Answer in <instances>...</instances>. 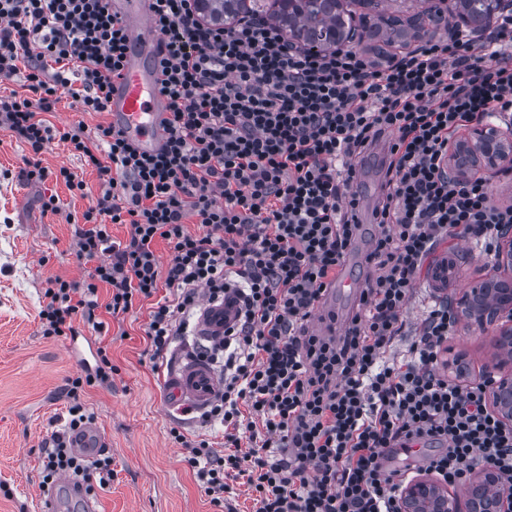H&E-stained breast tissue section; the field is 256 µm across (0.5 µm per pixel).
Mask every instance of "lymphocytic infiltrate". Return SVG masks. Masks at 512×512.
<instances>
[{"label": "lymphocytic infiltrate", "mask_w": 512, "mask_h": 512, "mask_svg": "<svg viewBox=\"0 0 512 512\" xmlns=\"http://www.w3.org/2000/svg\"><path fill=\"white\" fill-rule=\"evenodd\" d=\"M154 9L171 112L163 148L148 155L111 125L88 137L44 119L65 93L81 111H105L127 50L105 0H0V81L23 77L29 91L0 94V129L31 149L24 179L52 175L84 192L68 168L43 167L55 140L99 179L74 242L95 267L80 282L50 280L44 336H76L79 320L103 329L98 307L124 314L163 286L172 298L145 331L158 357L186 332L200 292L218 299L237 284L242 319L203 352L224 362V391L207 418L223 426L226 450L170 431L217 507L241 479L256 512H397L400 480L384 458L417 444L432 450L426 472L447 485L480 466L512 477V427L488 405L489 374L464 383L439 368L454 326L447 301L432 297L406 351L391 352L436 249L464 241L490 258L512 226V205L494 198L487 178L448 177L459 132L512 113V11L481 34L432 37L376 63L352 45L306 51L256 16L211 25L196 0H154ZM387 137L381 231L360 304L341 336L318 335L311 321L358 231L356 166ZM190 218L202 233L188 231ZM115 224L129 225L127 241H114ZM157 239L171 250L168 266L152 249ZM112 372L104 354L69 382L71 424L85 419V387L110 385ZM90 470L99 484L112 479L111 459L86 466L60 439L45 451V481Z\"/></svg>", "instance_id": "f902f5d3"}]
</instances>
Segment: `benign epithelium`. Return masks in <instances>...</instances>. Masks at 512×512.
<instances>
[{
	"label": "benign epithelium",
	"instance_id": "obj_1",
	"mask_svg": "<svg viewBox=\"0 0 512 512\" xmlns=\"http://www.w3.org/2000/svg\"><path fill=\"white\" fill-rule=\"evenodd\" d=\"M448 172L456 181L475 174L512 172V124L489 122L473 126L448 151ZM453 315L478 328L492 327L496 348L487 369L494 382L488 390L492 409L512 426V229L499 238L496 255L485 276L455 302ZM509 484L490 469L472 472L459 495L430 477L414 478L401 490L399 512H512V495L499 488Z\"/></svg>",
	"mask_w": 512,
	"mask_h": 512
}]
</instances>
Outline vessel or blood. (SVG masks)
<instances>
[{
  "mask_svg": "<svg viewBox=\"0 0 512 512\" xmlns=\"http://www.w3.org/2000/svg\"><path fill=\"white\" fill-rule=\"evenodd\" d=\"M111 13L124 22L127 52L123 75L114 81L107 104L114 132L133 142L141 151L158 152L166 140L169 117L168 101L158 91L161 63L165 58L161 36L154 21L153 0H108ZM356 221L360 232L326 288L320 317L315 322L320 333L331 334L340 329L347 315L341 305L357 299L361 280L355 273L362 266L378 235L372 209L358 206ZM241 304L235 291H227L220 300H202L194 334L197 339L218 343L227 328L237 325ZM163 388L168 408L205 412L222 394L223 382L212 366L202 358L175 355L164 376ZM66 445L87 460H94L111 445V440L98 423L88 422L71 431ZM40 500L44 512H99L95 498L85 485L70 476L61 477L54 489L43 490Z\"/></svg>",
  "mask_w": 512,
  "mask_h": 512,
  "instance_id": "obj_1",
  "label": "vessel or blood"
}]
</instances>
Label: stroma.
<instances>
[{
	"label": "stroma",
	"instance_id": "1",
	"mask_svg": "<svg viewBox=\"0 0 512 512\" xmlns=\"http://www.w3.org/2000/svg\"><path fill=\"white\" fill-rule=\"evenodd\" d=\"M29 154L27 146L0 131V512H39L44 447L70 420L65 388L101 348L114 367L112 385L86 388L82 397L86 417L112 443V480L104 486L89 482L100 512H220L184 462L185 444L176 443L170 430L178 428L185 443L206 435L220 450L222 428L196 413L166 412L161 380L167 360L153 358L145 336L149 314L168 297L167 288L116 317L104 309L108 292L100 290L96 315L107 333L80 322L77 336L43 335L39 312L49 280L79 281L94 267L74 251L73 221L94 205L98 181L66 144L55 141L40 155L50 178L26 182L21 171ZM63 166L82 172L85 196H72L53 178ZM52 194L60 199V213L42 209L43 197ZM494 352L493 329L456 324L448 355L465 357L468 378L478 377Z\"/></svg>",
	"mask_w": 512,
	"mask_h": 512
}]
</instances>
